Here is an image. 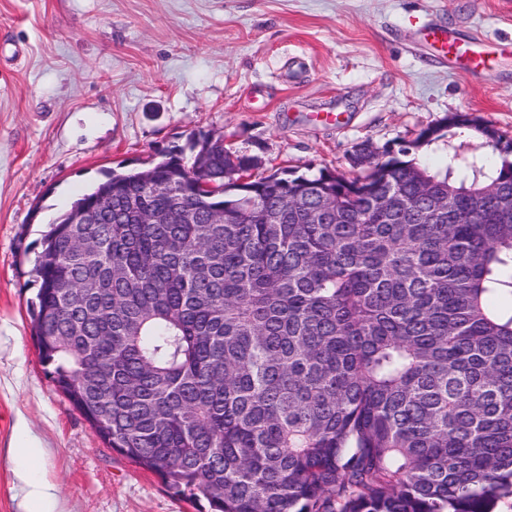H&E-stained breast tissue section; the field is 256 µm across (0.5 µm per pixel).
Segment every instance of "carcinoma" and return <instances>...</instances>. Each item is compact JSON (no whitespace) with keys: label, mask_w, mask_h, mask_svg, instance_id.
<instances>
[{"label":"carcinoma","mask_w":512,"mask_h":512,"mask_svg":"<svg viewBox=\"0 0 512 512\" xmlns=\"http://www.w3.org/2000/svg\"><path fill=\"white\" fill-rule=\"evenodd\" d=\"M467 120L351 176L242 182L255 158L206 138L150 183L108 172L29 271L47 376L198 512H493L512 497V139L474 127L489 166L455 141Z\"/></svg>","instance_id":"obj_1"}]
</instances>
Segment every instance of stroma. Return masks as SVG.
<instances>
[{"mask_svg": "<svg viewBox=\"0 0 512 512\" xmlns=\"http://www.w3.org/2000/svg\"><path fill=\"white\" fill-rule=\"evenodd\" d=\"M512 42V0H0V512H195L108 445L31 335L33 245L107 171L220 132L259 171L350 172L456 112L512 137V53L462 73L423 33Z\"/></svg>", "mask_w": 512, "mask_h": 512, "instance_id": "1", "label": "stroma"}]
</instances>
